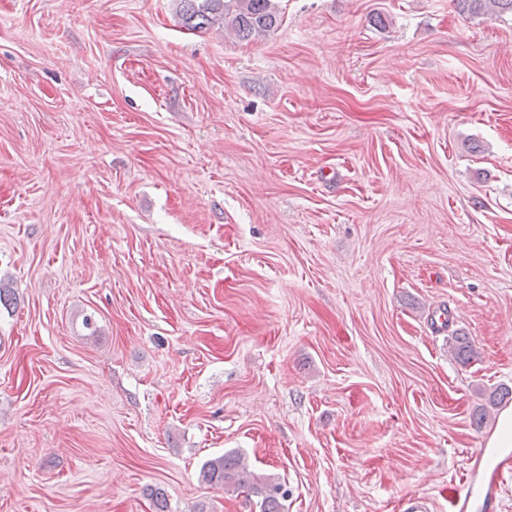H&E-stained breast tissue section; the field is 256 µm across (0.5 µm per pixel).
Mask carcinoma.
<instances>
[{"label": "carcinoma", "mask_w": 512, "mask_h": 512, "mask_svg": "<svg viewBox=\"0 0 512 512\" xmlns=\"http://www.w3.org/2000/svg\"><path fill=\"white\" fill-rule=\"evenodd\" d=\"M179 15L189 30L222 26L242 41L264 37L282 23L278 0H179ZM462 13L512 14V0H454ZM453 355L467 361L473 348L466 336L453 337ZM202 482L228 491L248 489L261 497L262 512H282V501L288 490L274 477L255 474L246 458L226 454L203 464L199 472Z\"/></svg>", "instance_id": "cac0c4a2"}]
</instances>
